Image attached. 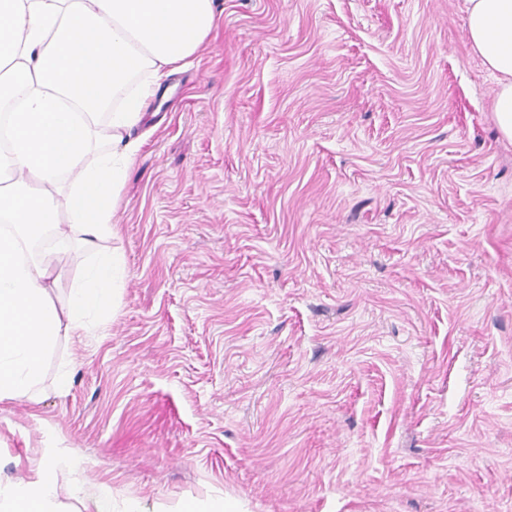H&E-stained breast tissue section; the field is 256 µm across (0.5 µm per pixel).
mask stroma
<instances>
[{"mask_svg":"<svg viewBox=\"0 0 512 512\" xmlns=\"http://www.w3.org/2000/svg\"><path fill=\"white\" fill-rule=\"evenodd\" d=\"M133 135L118 304L0 479L142 512H512V143L464 0H218ZM68 390L55 391L60 366Z\"/></svg>","mask_w":512,"mask_h":512,"instance_id":"35a3bbf8","label":"stroma"}]
</instances>
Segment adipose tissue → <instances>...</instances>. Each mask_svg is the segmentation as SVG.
<instances>
[{"label":"adipose tissue","instance_id":"ef3b65f1","mask_svg":"<svg viewBox=\"0 0 512 512\" xmlns=\"http://www.w3.org/2000/svg\"><path fill=\"white\" fill-rule=\"evenodd\" d=\"M467 37L494 76L495 121L512 142V0H465ZM215 0H0V402L34 396L59 337L84 336L117 301L118 257L97 252L73 281L66 308L50 298L70 247L112 237L114 210L139 142L131 132L164 76L185 66L212 33ZM109 150L85 157L98 137ZM71 179L59 192L62 176ZM65 211L67 224L56 223ZM50 224L58 247L22 259L28 233ZM56 463L27 480H0V512H69Z\"/></svg>","mask_w":512,"mask_h":512}]
</instances>
